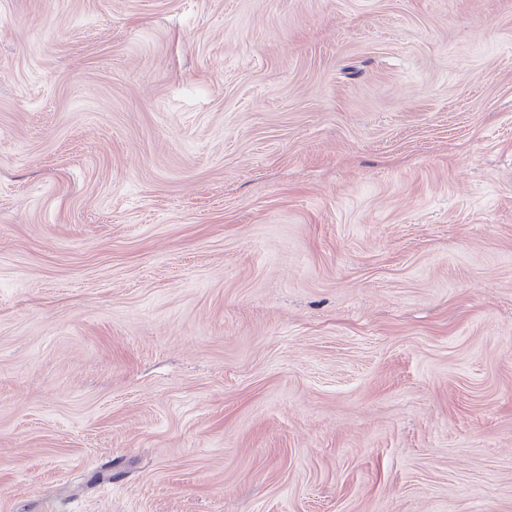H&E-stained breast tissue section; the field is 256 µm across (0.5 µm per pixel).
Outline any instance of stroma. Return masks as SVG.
Masks as SVG:
<instances>
[{
    "instance_id": "35a3bbf8",
    "label": "stroma",
    "mask_w": 512,
    "mask_h": 512,
    "mask_svg": "<svg viewBox=\"0 0 512 512\" xmlns=\"http://www.w3.org/2000/svg\"><path fill=\"white\" fill-rule=\"evenodd\" d=\"M512 512V0H0V512Z\"/></svg>"
}]
</instances>
